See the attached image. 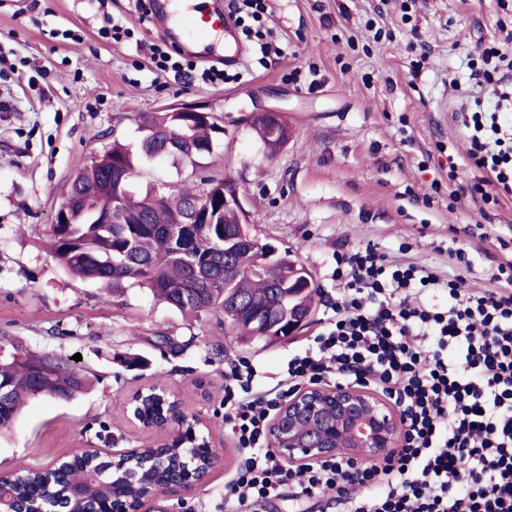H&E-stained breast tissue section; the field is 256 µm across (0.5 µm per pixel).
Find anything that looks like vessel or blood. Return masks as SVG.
I'll return each mask as SVG.
<instances>
[{"label":"vessel or blood","instance_id":"b4317fda","mask_svg":"<svg viewBox=\"0 0 512 512\" xmlns=\"http://www.w3.org/2000/svg\"><path fill=\"white\" fill-rule=\"evenodd\" d=\"M148 8L181 41L199 46L223 44L225 65L241 62L243 45L229 16H215L199 8L193 0H149Z\"/></svg>","mask_w":512,"mask_h":512}]
</instances>
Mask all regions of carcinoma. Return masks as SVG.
Here are the masks:
<instances>
[{
    "label": "carcinoma",
    "mask_w": 512,
    "mask_h": 512,
    "mask_svg": "<svg viewBox=\"0 0 512 512\" xmlns=\"http://www.w3.org/2000/svg\"><path fill=\"white\" fill-rule=\"evenodd\" d=\"M214 127L209 116L188 118L164 111L144 120L140 153L115 141L98 159L79 168L63 203L68 223L50 225L51 252L70 275L100 282L114 292L133 281L185 316L226 312L241 332L285 337L292 310H312L317 288L288 284L298 263L288 248L269 265L259 263L253 244L224 253V233L239 231L238 212L224 209V178L208 176L202 191L163 192L156 202L148 193L131 192L140 157L149 155L150 146H166L168 157L195 167L200 148L212 143ZM194 203L210 211L214 223H189ZM105 215L112 216V223H101ZM228 265L235 274L226 281ZM41 360L55 363V375L46 376L35 367ZM1 383L8 385L0 397L1 428L13 422L27 397L67 399L86 386L85 377L55 352H34L20 345L0 363ZM176 464L185 466V459L174 453L160 468L141 472L130 494L140 496ZM115 475L112 459L81 453L69 459L66 473L57 478L45 480L39 471L26 470L4 478L3 485L20 508L110 512Z\"/></svg>",
    "instance_id": "carcinoma-1"
}]
</instances>
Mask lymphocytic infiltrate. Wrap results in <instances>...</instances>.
Masks as SVG:
<instances>
[{
	"instance_id": "f902f5d3",
	"label": "lymphocytic infiltrate",
	"mask_w": 512,
	"mask_h": 512,
	"mask_svg": "<svg viewBox=\"0 0 512 512\" xmlns=\"http://www.w3.org/2000/svg\"><path fill=\"white\" fill-rule=\"evenodd\" d=\"M230 13L261 57L282 55L266 26L267 0H230ZM497 91L455 113L468 160L482 169L472 195L512 201V60L487 49L470 74ZM444 276L417 263L388 261L374 246L333 254L339 287L307 346L288 359L276 386L259 389L256 367L224 374V422L245 458L224 482L226 512H260L285 487L330 492L348 512H512V258L485 287L469 285L470 262ZM354 384L378 392L400 414L403 434L381 461L326 458L281 464L264 451L269 424L301 384ZM364 487L355 499L346 477Z\"/></svg>"
}]
</instances>
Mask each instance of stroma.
<instances>
[{
  "mask_svg": "<svg viewBox=\"0 0 512 512\" xmlns=\"http://www.w3.org/2000/svg\"><path fill=\"white\" fill-rule=\"evenodd\" d=\"M288 53L255 75L228 67L229 83L203 86L167 75L150 85L135 71V45L109 43L88 0H0V57L22 76L0 78V348L13 343L77 357L90 388L68 400H29L0 430V471L45 469L93 449L107 456L164 440V429L130 421L128 402L153 385L200 415L218 461L189 491L161 493L146 512H225L224 480L243 454L224 424V372L256 366L260 385L319 326L323 305L299 335L272 343L243 336L215 314L188 318L128 285L112 294L68 274L47 252L54 214L78 165L113 141L139 149L143 116L201 103L221 133L198 167L163 157L141 163L134 189L198 190L220 175L234 184L253 234L288 248L320 293L335 292L332 254L374 245L391 261L456 270L452 243L470 252L480 286L512 238V202H451L448 159L464 155L452 114L470 104V63L489 43L512 51V0H269ZM70 29L77 40L50 38ZM429 44L422 57L421 44ZM282 113L290 137L268 154L248 117L256 101ZM463 183L481 170L463 162ZM483 225L488 239L467 236Z\"/></svg>",
  "mask_w": 512,
  "mask_h": 512,
  "instance_id": "1",
  "label": "stroma"
}]
</instances>
